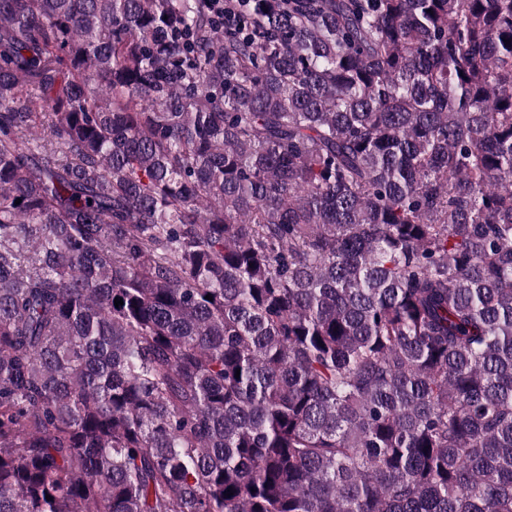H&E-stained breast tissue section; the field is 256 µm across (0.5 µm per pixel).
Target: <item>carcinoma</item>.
Wrapping results in <instances>:
<instances>
[{
	"label": "carcinoma",
	"instance_id": "1",
	"mask_svg": "<svg viewBox=\"0 0 512 512\" xmlns=\"http://www.w3.org/2000/svg\"><path fill=\"white\" fill-rule=\"evenodd\" d=\"M240 11L0 0V512H512V0Z\"/></svg>",
	"mask_w": 512,
	"mask_h": 512
}]
</instances>
